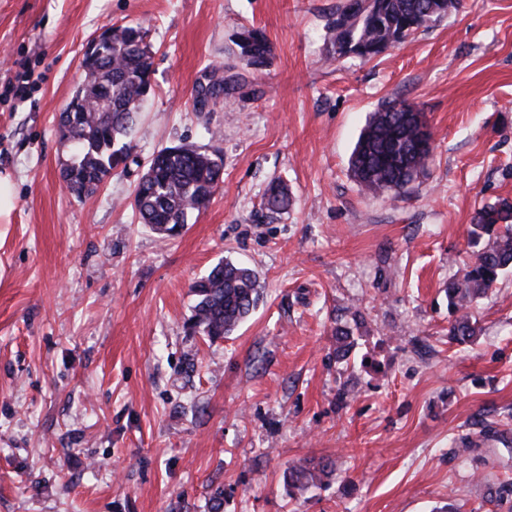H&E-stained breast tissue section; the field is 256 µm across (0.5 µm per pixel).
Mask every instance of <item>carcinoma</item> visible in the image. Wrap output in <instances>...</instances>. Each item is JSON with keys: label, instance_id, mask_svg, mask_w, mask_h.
Returning a JSON list of instances; mask_svg holds the SVG:
<instances>
[{"label": "carcinoma", "instance_id": "carcinoma-1", "mask_svg": "<svg viewBox=\"0 0 512 512\" xmlns=\"http://www.w3.org/2000/svg\"><path fill=\"white\" fill-rule=\"evenodd\" d=\"M364 0H345L326 25L327 39L338 57L371 59L389 47L405 43L417 30L459 10L462 0H377L373 9ZM109 53L85 69L84 100L99 101L103 89H112L110 111L84 108L59 114L61 139L72 144L74 156L62 170L66 188L77 196L94 193L102 180L126 162L129 144L115 147L128 137L138 119L142 89L150 85L152 54L147 31L139 24L113 27ZM238 67L258 71L267 67L271 44L263 30L245 27L237 35ZM418 108L403 100L388 101L371 113L349 158L353 178L373 190L396 194L406 191L430 162L432 147L418 145V127L410 113ZM224 159L215 150L194 145L162 149L147 166L148 180L137 184L134 208L157 233L174 237L188 218L206 208L222 174ZM272 213L291 206L288 190L271 180L263 194ZM471 235L488 236L482 249L462 273L448 280V343L473 341L481 332L470 308L512 269V202L503 199L475 211ZM196 304L191 328L211 339L232 335L255 308L259 297L255 271L229 261L219 262L207 276L192 285ZM354 345L353 331L336 328V358L345 359ZM333 476L326 464H299L287 477L288 494L295 498L324 484Z\"/></svg>", "mask_w": 512, "mask_h": 512}]
</instances>
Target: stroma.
<instances>
[{
	"label": "stroma",
	"mask_w": 512,
	"mask_h": 512,
	"mask_svg": "<svg viewBox=\"0 0 512 512\" xmlns=\"http://www.w3.org/2000/svg\"><path fill=\"white\" fill-rule=\"evenodd\" d=\"M343 0H0V512H489L512 479V273L448 342L445 288L478 246L474 212L512 200V0H463L411 42L336 57ZM140 24L152 90L125 166L63 186L59 113L90 36ZM262 28L269 67L195 111L212 68ZM25 100L9 91L20 75ZM423 112L433 158L402 195L362 189L349 156L389 100ZM214 147L222 179L181 235L140 223L153 153ZM285 181L288 213L261 205ZM253 268L262 297L231 336L189 328L193 282ZM352 329L336 359L337 327ZM470 452H463V444ZM332 462L290 498L284 476Z\"/></svg>",
	"instance_id": "35a3bbf8"
}]
</instances>
